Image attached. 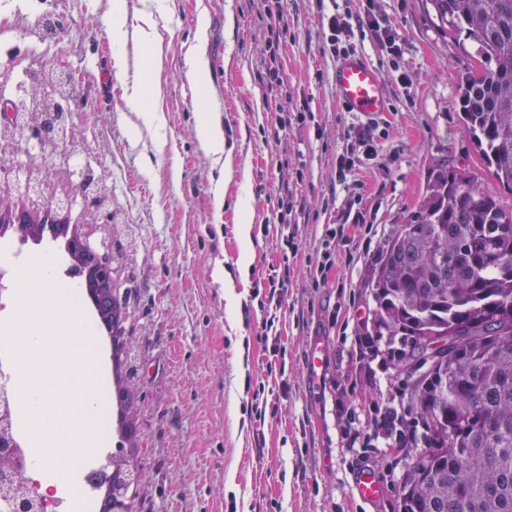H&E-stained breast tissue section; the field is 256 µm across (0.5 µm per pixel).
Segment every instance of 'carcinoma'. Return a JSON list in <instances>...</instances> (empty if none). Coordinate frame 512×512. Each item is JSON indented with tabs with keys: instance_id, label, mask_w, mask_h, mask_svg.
<instances>
[{
	"instance_id": "carcinoma-1",
	"label": "carcinoma",
	"mask_w": 512,
	"mask_h": 512,
	"mask_svg": "<svg viewBox=\"0 0 512 512\" xmlns=\"http://www.w3.org/2000/svg\"><path fill=\"white\" fill-rule=\"evenodd\" d=\"M449 30L473 44L477 67L460 87L462 110L479 154L498 184L512 192V0H431ZM56 211L0 209V238L27 237L42 225L66 250L86 235L55 222ZM84 288L97 322L110 334L120 369L118 329L125 307L112 256L82 254ZM375 335L399 336L403 360L425 358L424 342L450 336L413 384L412 409L424 427L428 456L408 466L401 512H512V210L466 173L441 167L428 194L396 234L375 275ZM112 460L100 512H124L133 483Z\"/></svg>"
}]
</instances>
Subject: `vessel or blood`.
Returning <instances> with one entry per match:
<instances>
[{
  "instance_id": "1",
  "label": "vessel or blood",
  "mask_w": 512,
  "mask_h": 512,
  "mask_svg": "<svg viewBox=\"0 0 512 512\" xmlns=\"http://www.w3.org/2000/svg\"><path fill=\"white\" fill-rule=\"evenodd\" d=\"M330 83L342 111L372 119L391 109L381 72L364 53L343 56L330 73Z\"/></svg>"
}]
</instances>
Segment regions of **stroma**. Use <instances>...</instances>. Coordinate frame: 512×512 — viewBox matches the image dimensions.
I'll use <instances>...</instances> for the list:
<instances>
[{
	"mask_svg": "<svg viewBox=\"0 0 512 512\" xmlns=\"http://www.w3.org/2000/svg\"><path fill=\"white\" fill-rule=\"evenodd\" d=\"M370 8L399 33L408 80L398 81L370 30L343 35L378 66L392 110L372 123L374 154L342 179L337 158L357 153L363 121L336 103L327 17ZM146 18L161 66L150 46L131 40L128 66L117 71L113 25L131 30ZM275 29L282 36L272 50ZM193 60L208 72L205 90L187 77ZM57 63L88 96L72 128L107 192V213L76 209L71 220L82 230L112 220L127 407L117 402L102 330L97 364L106 445L140 476L128 512H399L409 460L387 447L376 417L387 402L408 411L413 379L362 341L372 331L374 270L439 164L470 173L512 209V192L482 166L464 126L469 43L438 22L430 0H0V93L19 72ZM272 71L280 83L269 81ZM106 81L115 92L102 99ZM141 106L162 125L145 127ZM206 117L222 131L232 180L202 141ZM283 198L298 245L287 259L277 231ZM352 205L364 216L346 225L357 249H337L316 283L323 231ZM283 262L288 290L276 307L263 283ZM316 348L323 369L313 373ZM260 388L261 418L251 410ZM364 471L380 486L371 501L356 489Z\"/></svg>",
	"mask_w": 512,
	"mask_h": 512,
	"instance_id": "35a3bbf8",
	"label": "stroma"
}]
</instances>
